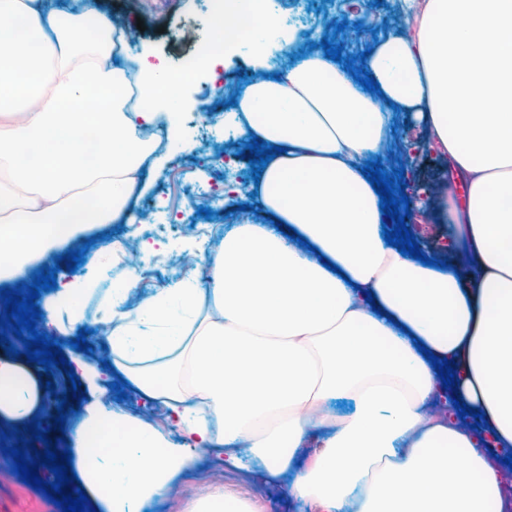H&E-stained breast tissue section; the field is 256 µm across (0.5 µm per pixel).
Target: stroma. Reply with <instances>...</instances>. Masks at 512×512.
Instances as JSON below:
<instances>
[{"label": "stroma", "instance_id": "stroma-1", "mask_svg": "<svg viewBox=\"0 0 512 512\" xmlns=\"http://www.w3.org/2000/svg\"><path fill=\"white\" fill-rule=\"evenodd\" d=\"M399 0H385L377 7L362 0L361 15L365 23L360 31L346 28L337 33L333 24L343 22L330 0H272L284 27L266 44L264 66L282 68L291 56L308 49L310 43L321 42L324 35H335L343 46V57L349 58L372 48L375 40L405 30L397 9ZM211 0H111L112 17L125 32L130 56L147 54L150 61L174 68L195 52L207 33L205 21L210 14ZM253 67L247 48L224 58L223 77L210 80L201 76L185 91L183 134L188 151L169 154L159 185L138 201L145 216L140 238L126 241L120 254L102 252L97 260L82 265L80 274L97 277L106 272L124 273L136 268L143 287L162 286L194 268L200 258L211 257L224 236L228 224H251L256 220L247 210L252 175L250 168L233 161L238 151L235 140L225 138L228 121L226 110L218 109L217 101L233 96L241 75L251 74ZM396 138L382 156L384 167L403 163L405 168L421 172L439 170L443 162L425 130L412 124L407 114L395 121ZM416 211L409 227L424 255L430 258L462 260L465 253L448 223V216L457 205L458 191L449 190L440 182L436 194L427 188L416 189ZM240 203V210H230L229 200ZM211 209V217L199 216L200 208ZM177 214L179 225L174 229L154 227L155 218ZM121 406L130 415L159 428L175 444L194 449V462L176 479L177 489L157 512H189L193 502L190 484L195 475L207 469L224 474L223 489L264 500L268 512H312L309 506L281 499L280 491L287 475L271 476L265 466L255 460L248 449H238L236 463H229L223 449L209 447L197 434L188 432L180 416L161 402L148 398L135 389H128ZM0 512H63L50 502L44 492L23 483L13 470L11 456L0 454Z\"/></svg>", "mask_w": 512, "mask_h": 512}]
</instances>
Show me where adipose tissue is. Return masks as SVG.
<instances>
[{"label": "adipose tissue", "instance_id": "obj_1", "mask_svg": "<svg viewBox=\"0 0 512 512\" xmlns=\"http://www.w3.org/2000/svg\"><path fill=\"white\" fill-rule=\"evenodd\" d=\"M413 38L377 42L363 87L315 48L278 79L235 92L242 139L282 147L264 169L254 224L227 230L193 269L128 305L136 271L99 289L66 281L43 300L61 332L92 317L112 365L213 448L247 447L271 475L327 434L288 485L317 512H512L491 449L449 423L461 396L498 448L512 447V0H405ZM209 35L168 69L115 58L99 0L78 13L0 0V282L90 230L142 221L136 192L159 141L186 150L182 91L224 54L263 59L275 16L257 0H212ZM409 113L445 151L465 193L453 211L469 275L387 245L367 156ZM306 245H299V238ZM374 302H367V295ZM462 367L444 389L428 358ZM72 446L89 507L146 512L189 457L149 423L108 407L95 366ZM36 387L0 361V415L31 416Z\"/></svg>", "mask_w": 512, "mask_h": 512}]
</instances>
